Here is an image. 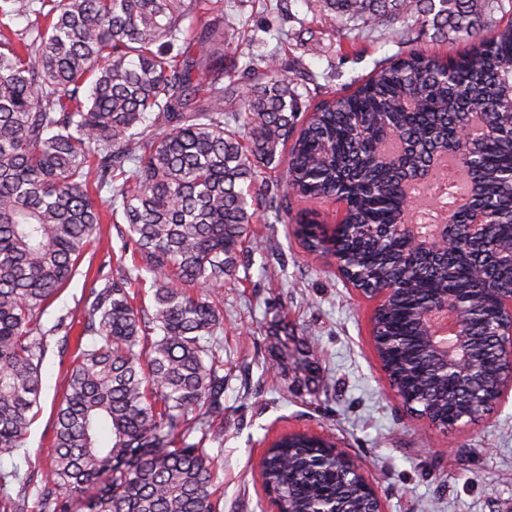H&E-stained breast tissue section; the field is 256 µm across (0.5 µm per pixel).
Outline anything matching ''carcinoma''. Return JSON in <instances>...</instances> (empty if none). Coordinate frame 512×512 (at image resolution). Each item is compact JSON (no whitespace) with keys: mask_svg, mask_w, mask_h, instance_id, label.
<instances>
[{"mask_svg":"<svg viewBox=\"0 0 512 512\" xmlns=\"http://www.w3.org/2000/svg\"><path fill=\"white\" fill-rule=\"evenodd\" d=\"M499 2L313 0L314 15L360 34L412 19L467 46L384 57L301 122L317 75L292 77L288 61L261 53L224 64V0H0V457L39 414L46 337L74 328L41 319L100 239L93 193L105 186L133 255L84 301L82 335L96 340L77 343L40 512H72L76 497L85 512H221L208 451L224 429L218 303L254 240L253 216L279 215L291 194L347 202L332 232L305 217L294 234L354 283L392 290L372 328L406 409L440 430L493 410L506 371L486 333L496 314L484 285L512 290V267L497 261L512 248V99L499 93L512 83V20L490 25ZM31 15L30 31L11 30ZM468 112L486 133L462 140ZM150 123L159 135L146 134ZM451 144L488 224L473 242L459 219L455 248L432 262L380 229L404 223L406 179ZM284 162V182L272 180ZM146 284L150 313L135 305ZM443 298L470 333L465 388L441 371L418 320ZM260 476L279 512L369 508L357 467L301 435L276 440ZM13 477L0 473V512H24Z\"/></svg>","mask_w":512,"mask_h":512,"instance_id":"cac0c4a2","label":"carcinoma"}]
</instances>
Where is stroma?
I'll return each instance as SVG.
<instances>
[{
  "label": "stroma",
  "mask_w": 512,
  "mask_h": 512,
  "mask_svg": "<svg viewBox=\"0 0 512 512\" xmlns=\"http://www.w3.org/2000/svg\"><path fill=\"white\" fill-rule=\"evenodd\" d=\"M226 20L246 23L255 40L224 45L233 59L248 53L303 63L318 74L307 107L340 96L372 74L376 60L402 43L447 57L458 42H439L410 22L378 27L354 43L332 20L315 18L310 0H282L263 10L257 0H224ZM312 210L334 226L342 215L335 199L292 201L287 213L259 212L252 228L264 250L246 252L224 282V333L213 348L224 361V435L213 443L222 512H272L259 461L277 435L318 433L353 458L374 484L384 512H512V392L484 420L448 433L407 413L390 389L371 341L375 303L348 286L330 259L309 255L293 235L299 212ZM121 228L102 237L77 274L43 316H80L90 288L130 265ZM303 348L304 359L281 353L279 338ZM41 410L23 447L0 457V472L27 478V512H36V490L51 466L52 422L71 370L73 345L48 339Z\"/></svg>",
  "instance_id": "35a3bbf8"
}]
</instances>
